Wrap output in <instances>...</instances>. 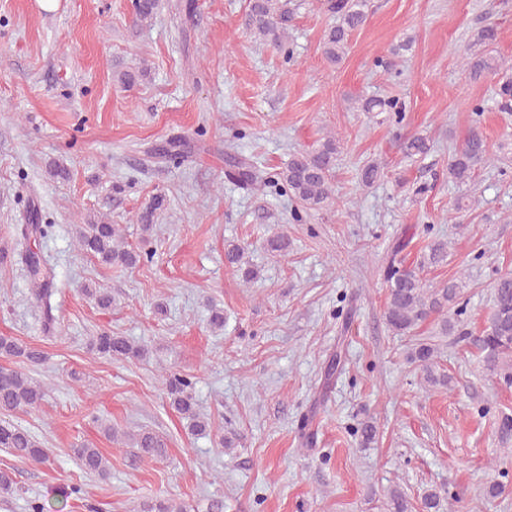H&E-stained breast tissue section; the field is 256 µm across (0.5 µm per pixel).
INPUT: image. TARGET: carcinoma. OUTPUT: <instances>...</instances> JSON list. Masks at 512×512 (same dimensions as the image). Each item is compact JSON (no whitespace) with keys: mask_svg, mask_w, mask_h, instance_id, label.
<instances>
[{"mask_svg":"<svg viewBox=\"0 0 512 512\" xmlns=\"http://www.w3.org/2000/svg\"><path fill=\"white\" fill-rule=\"evenodd\" d=\"M291 0H250L248 28L251 34L280 50L285 49L288 37L287 23L293 14ZM158 0H135V20L144 22L155 14ZM320 9L332 18L325 30L322 54L332 64L342 60L347 52L349 36L366 19L368 0H320ZM497 30L492 26L481 29L474 43L467 45L462 53L464 72L472 79L497 76L495 89L497 104L502 109L512 108V77L504 74L500 58L494 55L493 45ZM358 109L362 112L399 113L401 106L394 98H361ZM400 149L404 157H421L430 149L429 140L414 134L405 138ZM340 151V140L329 136L320 146L309 152L292 155L286 167L279 172V180L289 195L309 210L321 209L333 203V170L336 156ZM492 155L483 132L473 127L469 130L458 149L448 161V178L456 185H467L476 172L490 165ZM226 163L235 170L242 182L248 185H268L270 181L253 170L244 160L228 156ZM383 169L375 162L359 169V183L370 187L380 181ZM164 199L156 197L153 203L139 215L142 231L151 233L157 210ZM52 228L50 224H25L20 236L25 249L20 252L32 288V295L43 310L45 327L53 324L51 298L55 294L54 273L49 261L29 245L30 240L43 238ZM79 246L96 255L109 265L135 266L142 255L127 249L121 241L116 225L99 220L83 224L78 236ZM407 242L398 241L384 270L387 284V325L398 335L411 333L430 318L437 319V334L446 336L459 325L463 308L460 299L465 282L460 277L451 278L439 284H428L422 277L423 271L444 263L448 257V243L437 239L428 245V253L414 265H406L398 258ZM476 346L482 354L486 368L496 373L503 381L512 383V273L499 276L493 284V303L483 334L476 339ZM89 349L96 355L110 358H138L144 348L133 344L124 336L103 332L90 339ZM0 355L21 360L23 363L38 364L43 361L41 351L27 346L12 337L0 336ZM438 349L432 343L415 344L411 360L423 373L427 383L448 386V376L436 373ZM162 386L171 406L187 421V428L193 434H202L209 428V421L196 408L194 386L191 379L177 374L162 376ZM43 388L19 368H0V410L7 412L37 408L44 400ZM133 447L141 455L150 458L166 456L165 442L150 431H140L132 436ZM0 448L17 457L40 464L49 462L47 451L23 428L7 420H0ZM71 453L87 474L102 479L108 477V461L99 449L82 443L71 449ZM409 501L404 493L392 489L388 493L387 512H408ZM142 512H186V508L175 502L157 500L143 505Z\"/></svg>","mask_w":512,"mask_h":512,"instance_id":"obj_1","label":"carcinoma"}]
</instances>
